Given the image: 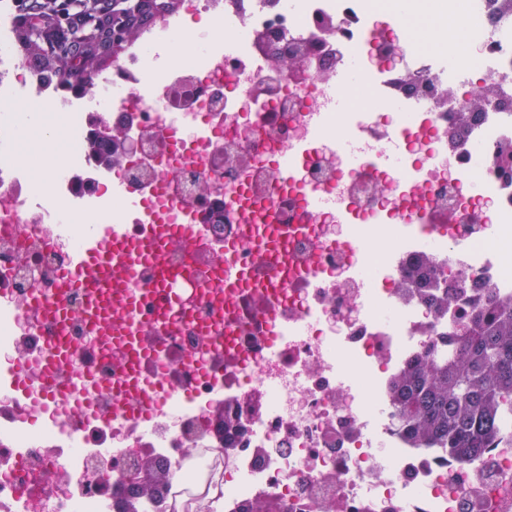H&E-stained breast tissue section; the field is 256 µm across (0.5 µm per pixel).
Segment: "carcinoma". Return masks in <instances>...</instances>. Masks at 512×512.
I'll return each mask as SVG.
<instances>
[{"label":"carcinoma","instance_id":"carcinoma-1","mask_svg":"<svg viewBox=\"0 0 512 512\" xmlns=\"http://www.w3.org/2000/svg\"><path fill=\"white\" fill-rule=\"evenodd\" d=\"M112 19L121 44L154 16L175 8L177 0H112ZM70 63L57 56L48 71L67 83ZM91 142L101 155L112 156V125ZM448 348L433 343L408 364L392 385L393 403L403 429L418 444L446 448L460 459L481 456L512 428V298L490 294L449 332ZM144 464L155 481L137 486L152 497L168 484V472L152 459Z\"/></svg>","mask_w":512,"mask_h":512}]
</instances>
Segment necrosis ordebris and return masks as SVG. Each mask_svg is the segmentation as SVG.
Listing matches in <instances>:
<instances>
[{
    "mask_svg": "<svg viewBox=\"0 0 512 512\" xmlns=\"http://www.w3.org/2000/svg\"><path fill=\"white\" fill-rule=\"evenodd\" d=\"M435 6L471 32L449 59L381 28L372 0H180L71 94L18 51L17 19L0 9V87L28 73L36 95L65 107L72 146L46 189L0 164V355L22 358L29 382L15 391L0 369V512H242L266 498L288 512H512V436L463 461L417 446L391 395L406 362L483 289L512 297V177L497 163L512 144L501 104L512 99V8ZM182 12L210 15L224 35L163 57ZM279 53L298 67H273ZM350 66L371 76L375 104L336 113L329 87ZM478 93L484 110L458 128ZM103 121L136 140L108 170L87 151ZM394 133L396 175L375 162ZM345 135L362 168L342 160ZM289 145L304 157L283 161ZM161 184L167 223L213 246L166 257L199 272L184 305L166 307L150 266L128 283L126 333L143 362L122 366L123 343L90 314L107 284L69 288L60 273L88 225L147 233L153 213L128 197ZM304 191L334 203L301 208ZM426 264L449 275L423 295L408 282ZM38 295L69 318L35 323ZM54 341L70 354L53 418L38 404ZM146 455L192 495L138 498L130 471Z\"/></svg>",
    "mask_w": 512,
    "mask_h": 512,
    "instance_id": "4bbe7bcc",
    "label": "necrosis or debris"
}]
</instances>
